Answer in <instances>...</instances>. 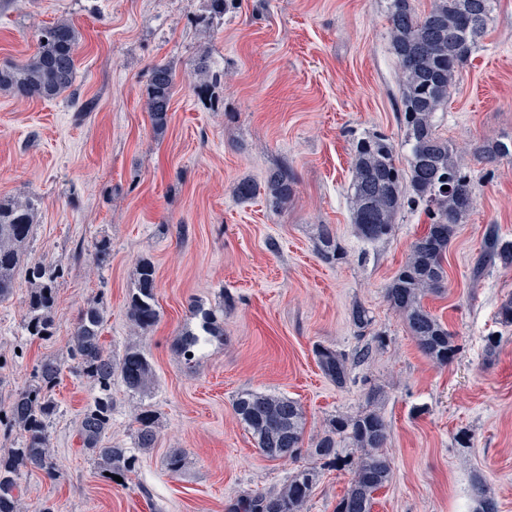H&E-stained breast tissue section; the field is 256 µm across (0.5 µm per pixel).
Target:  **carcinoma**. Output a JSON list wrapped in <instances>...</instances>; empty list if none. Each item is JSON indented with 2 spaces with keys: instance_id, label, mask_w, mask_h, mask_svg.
Masks as SVG:
<instances>
[{
  "instance_id": "carcinoma-1",
  "label": "carcinoma",
  "mask_w": 512,
  "mask_h": 512,
  "mask_svg": "<svg viewBox=\"0 0 512 512\" xmlns=\"http://www.w3.org/2000/svg\"><path fill=\"white\" fill-rule=\"evenodd\" d=\"M211 24L236 9L237 0H205ZM415 0H387L389 35L399 63L400 107L398 121L403 130L404 156L380 134L366 133L353 146L350 194L352 224L367 241L387 240L395 232L397 215L404 208L423 213L429 221L425 233L409 245L405 262L385 287V298L403 315L409 332L422 354L438 366H446L459 350L455 336L423 300L442 292L448 283L447 255L459 224L473 209L476 187L457 159L448 140L436 130V113L448 104L460 68L468 61L492 21V0H432L428 12L416 11ZM80 33L68 19H58L38 30L35 52L22 64L0 68V90L25 98L52 100L69 90L75 80V55ZM198 81L193 91L201 99L209 96L218 82L210 60L196 64ZM175 88L171 67L157 64L151 69L147 110L155 135L168 125V112ZM474 154L488 163L512 158V137L482 142ZM449 190H443V187ZM272 204L280 206L294 192L293 179L282 167L271 169L264 184ZM260 187L243 180L234 188L240 201L253 199ZM38 208L31 199L0 201V301L13 295L15 269L25 247ZM320 258L333 263L344 258L336 233L327 224L318 228ZM512 268V240L505 239L498 225L488 224L482 246L473 259L470 276L478 281L496 268ZM136 287L128 301V315L141 331L159 320L156 301L155 268L143 260L137 270ZM60 271L35 265L28 270L29 295L25 328L29 335L46 340L54 335L53 306ZM197 330L178 336L174 346L187 362L188 354L200 351V336H221L224 329L213 310L198 307ZM350 320L358 335L369 334L372 318L362 305L351 309ZM104 323L101 303L93 301L80 313L70 359L77 373L93 386L95 394L82 413L78 435L82 447L96 461L100 474L127 479L140 465V454L156 447V418L147 407L135 414L134 446H107L103 438L112 426V382L120 380L131 393L144 392L152 380V368L143 351L130 347L123 355L108 352L102 342ZM317 364L336 387L349 379L348 358L342 352L319 345ZM63 363L44 357L33 368L23 387L15 394L0 422L19 435L17 447L6 458L0 457V512H20L18 471H43L48 477L59 474L51 451L48 426L57 412L54 398ZM232 410L251 434L256 447L270 460L292 459L302 451L305 415L301 405L281 395L255 390L239 392ZM351 441L358 455L351 462L352 480L347 492L336 502L335 512H372L374 495L390 481L391 461L384 451L388 424L375 409L354 416H334L325 429L311 439L308 454L325 465L338 460L337 437ZM319 473L314 467L294 471L275 493L243 494L227 507V512H303ZM474 512H498V502L483 485H475Z\"/></svg>"
}]
</instances>
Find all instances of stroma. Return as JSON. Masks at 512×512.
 Masks as SVG:
<instances>
[{
    "mask_svg": "<svg viewBox=\"0 0 512 512\" xmlns=\"http://www.w3.org/2000/svg\"><path fill=\"white\" fill-rule=\"evenodd\" d=\"M204 0H0V66L35 50L39 27L69 19L81 38L76 77L54 100L0 91V201L38 202V220L16 268L17 288L0 301V407L43 357L67 360L79 312L93 300L104 310L102 342L113 353L145 351L154 375L142 395L112 388L109 444L131 447L134 414L151 407L158 441L123 484L101 477L78 436L92 387L63 373L59 413L49 427L62 472L51 479L21 470L23 506L55 512H226L244 493H273L308 455L264 457L232 410L246 389L282 394L302 406L304 437L327 418L368 409L383 391L389 426L390 481L373 512H473L475 477L512 512V326L496 320L512 295V270L480 281L469 264L486 225L512 239V159L494 164L466 156L476 202L448 250L445 291L424 303L451 331L459 351L439 367L417 348L384 296L425 215L396 218L385 241L361 239L352 223L349 186L353 143L367 132L400 144V87L387 0H240L222 22L205 26ZM220 67L215 106L189 87L199 57ZM169 65L177 84L168 128L154 136L146 108L150 71ZM457 151L512 136V0H493L487 36L463 67L435 116ZM287 166L294 192L282 209L265 194L242 202L233 188ZM328 224L345 260L327 264L316 228ZM112 242L105 264L94 260L101 238ZM156 268L159 321L135 330L127 315L138 263ZM43 264L63 272L56 290L53 336L24 329L27 271ZM224 313V334L185 364L172 348L194 326L192 305ZM368 309L384 347L366 348L350 321ZM497 335L494 356L485 340ZM349 358L350 380L337 388L320 371L316 345ZM467 433L468 446L456 437ZM178 450L184 466L165 468ZM342 464L321 468L306 512H334L350 486Z\"/></svg>",
    "mask_w": 512,
    "mask_h": 512,
    "instance_id": "obj_1",
    "label": "stroma"
}]
</instances>
